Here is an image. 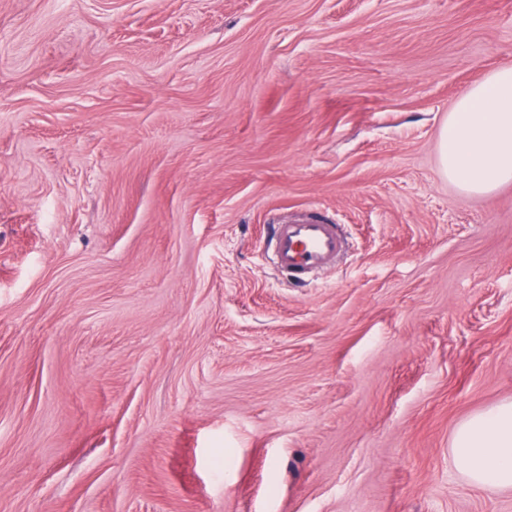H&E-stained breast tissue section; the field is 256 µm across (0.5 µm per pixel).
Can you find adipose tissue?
I'll return each instance as SVG.
<instances>
[{"mask_svg": "<svg viewBox=\"0 0 512 512\" xmlns=\"http://www.w3.org/2000/svg\"><path fill=\"white\" fill-rule=\"evenodd\" d=\"M439 162L450 181L473 194L512 182V65L455 103L440 129ZM449 453L471 485L512 490V401L463 421Z\"/></svg>", "mask_w": 512, "mask_h": 512, "instance_id": "1", "label": "adipose tissue"}]
</instances>
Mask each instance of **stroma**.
Wrapping results in <instances>:
<instances>
[{"mask_svg": "<svg viewBox=\"0 0 512 512\" xmlns=\"http://www.w3.org/2000/svg\"><path fill=\"white\" fill-rule=\"evenodd\" d=\"M505 64L512 0H0V512H512V183L439 165ZM272 222L275 263L295 279L313 275L346 251L347 239L339 225L316 212H303L285 222L273 218ZM449 453L471 485L512 490V401L463 421L453 434Z\"/></svg>", "mask_w": 512, "mask_h": 512, "instance_id": "stroma-1", "label": "stroma"}]
</instances>
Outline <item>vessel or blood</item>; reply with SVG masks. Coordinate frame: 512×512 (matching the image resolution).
<instances>
[{
  "label": "vessel or blood",
  "instance_id": "b4317fda",
  "mask_svg": "<svg viewBox=\"0 0 512 512\" xmlns=\"http://www.w3.org/2000/svg\"><path fill=\"white\" fill-rule=\"evenodd\" d=\"M272 235L277 266L298 280L338 260L347 248L339 225L311 211L273 221Z\"/></svg>",
  "mask_w": 512,
  "mask_h": 512
}]
</instances>
